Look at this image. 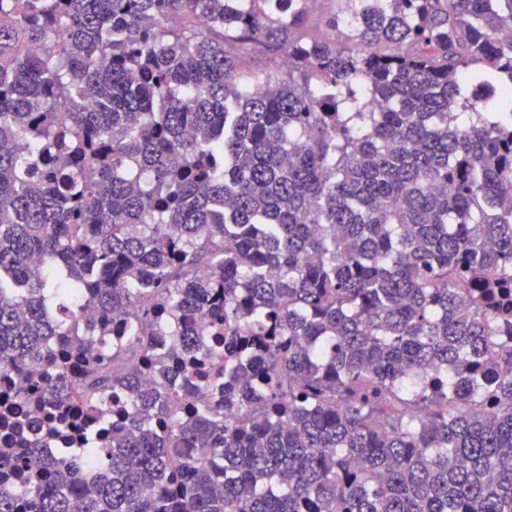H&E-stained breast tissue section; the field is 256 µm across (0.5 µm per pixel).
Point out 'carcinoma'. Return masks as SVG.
Segmentation results:
<instances>
[{"label": "carcinoma", "instance_id": "obj_1", "mask_svg": "<svg viewBox=\"0 0 512 512\" xmlns=\"http://www.w3.org/2000/svg\"><path fill=\"white\" fill-rule=\"evenodd\" d=\"M306 2L0 0V512H512V0ZM342 6H344L343 3L337 0H315L309 8V21L307 24L309 34L330 38L336 36V40L338 38L340 39V33L337 31L334 33L332 30L326 28L321 22V19L331 12H336L337 9Z\"/></svg>", "mask_w": 512, "mask_h": 512}]
</instances>
